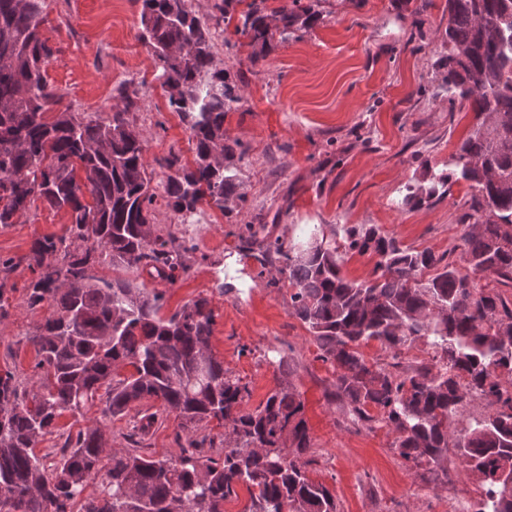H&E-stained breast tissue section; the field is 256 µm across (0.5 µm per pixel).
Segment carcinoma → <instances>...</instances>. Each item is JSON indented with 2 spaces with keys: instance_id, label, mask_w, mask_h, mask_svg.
Segmentation results:
<instances>
[{
  "instance_id": "carcinoma-1",
  "label": "carcinoma",
  "mask_w": 512,
  "mask_h": 512,
  "mask_svg": "<svg viewBox=\"0 0 512 512\" xmlns=\"http://www.w3.org/2000/svg\"><path fill=\"white\" fill-rule=\"evenodd\" d=\"M135 2L139 39L194 143L190 165L172 151L154 159L166 173L156 185L142 138L129 132L137 98L121 86L105 119L68 108L47 119L61 95L46 77L53 49L41 32L43 0H0V226L15 223L36 198L70 219L66 234L36 239L24 257L35 274L28 303L47 302L53 312L30 338L39 357L31 389L9 371L0 374V512H74L106 453L112 466L79 512H224L239 486L250 496L246 512H337L335 497L301 460L312 444L300 394L280 380L257 407L244 409L249 383L225 371L210 347L208 299L163 315L159 295L95 273L107 263L172 285L189 274L186 254L196 245L158 231L156 198L184 220L204 201L230 214L228 203L243 200L228 171L244 151L224 129L242 97L230 71L215 64V29L234 26L254 47L256 64L274 39L312 26L319 11L291 0L269 12L266 0H250L236 18L244 0H215L211 26L188 0ZM446 10L448 54L439 67L448 95L472 101L475 124L448 167H430L419 184L407 185L399 207L440 197L452 181L473 183L464 266L406 247L375 224L346 227L340 239L315 225L299 241L247 224L235 250L270 275L266 286L288 284L291 315L336 365L332 399L346 401L364 423L374 421L370 409L382 412L407 460L441 467L458 449L464 470L480 482L472 512H512V483L502 476L512 469V305L475 288L472 278L489 273L512 283V0H446ZM352 251L376 257L368 279L343 274ZM15 267L13 258H0V318ZM418 340L433 350L432 364L406 374L369 363L361 351L374 341L396 359ZM472 398L486 400L493 413L457 435L451 424ZM98 399L112 417L136 410L135 447L170 411L186 429L216 420L237 439L219 459L197 456L207 437L192 435L177 458H154L104 448L95 426L67 435L59 459L46 462L36 451L40 438L64 413L79 414ZM144 402L161 411L138 409Z\"/></svg>"
}]
</instances>
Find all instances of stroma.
I'll use <instances>...</instances> for the list:
<instances>
[{"mask_svg":"<svg viewBox=\"0 0 512 512\" xmlns=\"http://www.w3.org/2000/svg\"><path fill=\"white\" fill-rule=\"evenodd\" d=\"M445 5L321 0L312 27L274 42L255 65L246 39L217 33L216 64L243 73L241 104L224 127L245 152L230 166L244 200L229 218L201 203L189 224L158 202V229L197 245L188 255L191 273L174 284L127 273L161 294L167 314L208 299L215 314L212 352L230 375L249 382V407L266 398L277 377H286L303 399L313 440L307 474L335 496L337 512H468L479 482L454 456L443 468L403 459L383 422H359L346 402L327 400L334 365L321 359L290 314L289 288L267 287L259 264L234 253L235 234L259 213L285 239L306 225L339 231L375 224L403 245L458 259L460 217L475 192L470 182L450 183L443 198L413 210L397 206L405 185L420 180L427 167H445L474 124L469 103L450 100L437 65L448 51ZM139 12L133 0H45L42 32L54 50L47 79L62 106L103 118L112 110L113 88L127 84L139 98L131 122L144 139L146 159L173 151L192 162L190 132L170 110L153 57L138 38ZM68 223L65 211L38 200L15 224L0 226V258L19 261L1 298L8 315L0 319V372L12 371L24 383L37 361L29 338L52 309L28 305L33 274L22 258L35 239L64 235ZM228 275L236 289L225 293L220 285ZM102 409L98 403L76 417L64 414L58 433L40 439L38 450L56 454L63 434L89 426L102 427L112 447H128L133 416L112 418ZM181 431L180 418L165 415L145 436L142 454L176 457Z\"/></svg>","mask_w":512,"mask_h":512,"instance_id":"1","label":"stroma"}]
</instances>
